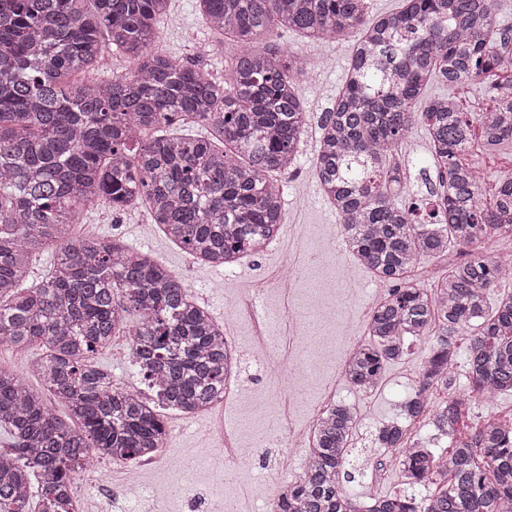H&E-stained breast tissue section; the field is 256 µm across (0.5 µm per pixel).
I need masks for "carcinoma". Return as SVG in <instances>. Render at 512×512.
<instances>
[{"instance_id": "cac0c4a2", "label": "carcinoma", "mask_w": 512, "mask_h": 512, "mask_svg": "<svg viewBox=\"0 0 512 512\" xmlns=\"http://www.w3.org/2000/svg\"><path fill=\"white\" fill-rule=\"evenodd\" d=\"M0 0V346L42 349L25 376L0 366V512H72V472L106 456L133 464L163 446V417L137 394L112 386L94 365L96 351L131 315L138 317L131 362L180 412L203 411L224 393L232 370L224 331L176 273L150 256L98 236L77 237L81 212L146 209L151 223L196 261L236 264L275 240L282 224L278 178L288 172L306 125L299 82L306 62L259 39L280 28L308 38L358 33L356 57L332 109L324 114L316 180L343 221L350 252L394 285L369 324L370 341L347 378L375 386L408 339L432 341L420 366L439 402L413 398L405 418L422 412L450 438L441 459L405 448L395 463L409 491L368 499L370 512H512V434L487 423L457 437L468 397L453 391L457 351L449 336L472 330L471 391L512 392V291L494 307L488 294L512 280L481 251L487 235L512 220V181L493 207L480 201V172L462 161L474 128L498 146L512 141V58L499 46L496 0H402L368 21L367 0H198L210 29L238 47L224 80L195 58L153 50L171 0ZM131 71L89 83L106 47ZM487 75L492 110L460 111L451 95L419 109L436 78L454 87ZM424 125L439 176L433 209L417 224L391 189L399 143ZM205 136H178L176 125ZM470 248L448 267L438 293L410 279L418 258H441L448 245ZM55 250L41 282L28 284L32 254ZM67 408L55 415L48 398ZM354 419L345 409L320 423L304 475L275 512H348L358 496L342 482ZM425 485L434 491L420 496Z\"/></svg>"}]
</instances>
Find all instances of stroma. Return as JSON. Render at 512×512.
<instances>
[{
    "instance_id": "stroma-1",
    "label": "stroma",
    "mask_w": 512,
    "mask_h": 512,
    "mask_svg": "<svg viewBox=\"0 0 512 512\" xmlns=\"http://www.w3.org/2000/svg\"><path fill=\"white\" fill-rule=\"evenodd\" d=\"M274 40L308 61V74L301 83L307 103V126L300 156L282 179L286 227L279 238L266 250L224 270L195 262L151 224L142 209L117 213L101 205L86 211L82 224L74 228L79 235L90 233L150 251L159 264L186 278L196 300L216 320H229L242 358L239 398L245 405L262 406L263 411L236 421L227 443L251 452L254 469L217 473L210 463L209 434L214 426L211 418L205 414L174 417L168 422L161 458L143 466L122 495L111 497L94 476L83 479L77 491L86 512H263L264 502L274 490L268 476L276 472L280 456L288 458L289 479H297L306 465L302 449L284 452L260 444L261 436L276 428L283 414H290L296 424L305 423L313 406L333 384L340 399L365 405L369 428L390 424L428 351L427 340L411 341L407 355L387 364L382 387L368 397L337 381L341 352L352 337L360 335L364 306L376 293L370 273L332 249L340 219L312 175L319 148V124L343 86L350 45L315 40L285 29L277 30ZM154 48L178 58H197L219 79L223 78L229 59L221 52L216 35L197 11L194 0H171ZM488 84V79L482 78L450 89L434 80L424 96L430 99L449 93L459 98L465 111L479 112L492 106L485 94ZM395 159L406 171L398 203L405 207L421 203L438 185V171L424 126H414L398 147ZM299 249L314 257L312 263L301 266L307 286L292 294L273 288L259 301L261 312L272 318L265 333L276 339L275 344H262L252 318L240 311L238 301L254 281L288 273L289 263ZM294 313L300 315L303 327L299 331L307 338L306 349L299 356L289 353L286 346L288 336L298 331L290 320ZM295 361L305 365L296 379L303 401L292 406L281 393L287 380L277 371ZM377 454V449L368 445L351 451L349 460L355 480L349 489L358 496L390 495L403 488V478L393 468L378 479H368ZM183 483L191 487V494L179 492Z\"/></svg>"
}]
</instances>
